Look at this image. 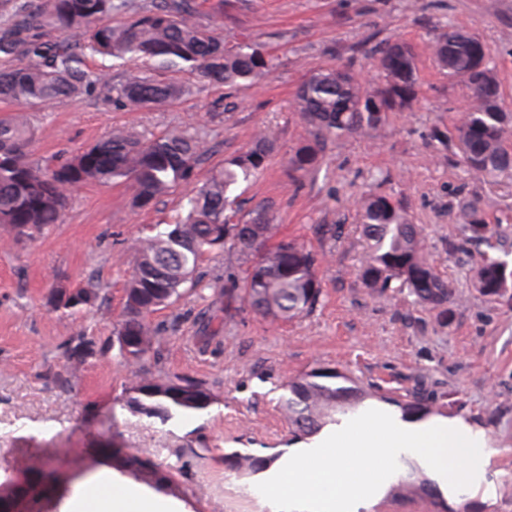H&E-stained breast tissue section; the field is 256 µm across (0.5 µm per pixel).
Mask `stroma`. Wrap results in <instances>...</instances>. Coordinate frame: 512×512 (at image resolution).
Masks as SVG:
<instances>
[{"instance_id": "35a3bbf8", "label": "stroma", "mask_w": 512, "mask_h": 512, "mask_svg": "<svg viewBox=\"0 0 512 512\" xmlns=\"http://www.w3.org/2000/svg\"><path fill=\"white\" fill-rule=\"evenodd\" d=\"M211 8L200 0L201 20L213 35H248L278 55V67L260 86L231 93L182 73L189 92L166 107L126 112L95 95L65 100L33 113L32 158L64 160L113 132L129 129L149 140L190 124L211 148L196 168L201 182L246 149L256 128L275 127L278 149L241 201L244 209L268 210L279 237L322 255L321 302L289 323H270L240 301L225 314L224 290L241 281L244 266L232 250L205 259L199 284L151 315L158 338L140 369L202 379L216 401L189 427L140 420L119 404L134 375L111 348L135 263L129 245L142 227L182 213L190 186L137 209L125 185L86 184L62 223L34 238L16 239L0 226V486L9 479L31 485L23 512H55L78 482L111 466L113 448L147 449L161 464H179L171 487L161 491L179 512H275L257 494L256 479L225 472L224 456L287 448L286 385L321 361L398 396H444L448 417L462 418L493 450L480 487L464 495L445 489L449 503L467 497L485 512H512V304L476 295L465 277L468 255L448 249L460 239L458 201L477 195L500 237L493 255L512 266V177L466 174L435 139V130L460 119L467 99L428 48L439 26L474 31L492 53L512 112V0H224L215 23ZM385 39L414 48L418 107L392 113L377 135L328 144L318 171L290 178L289 154L305 135L291 109L298 86L310 70L336 66L377 80L365 45ZM378 173L382 191L420 225L427 251L464 299L447 327L410 297L372 299L355 276L367 247L356 201ZM322 224L337 225L336 238L322 237ZM90 281L98 297L83 313L71 316L49 303L54 287ZM80 335L94 339L93 351L67 359L66 343Z\"/></svg>"}]
</instances>
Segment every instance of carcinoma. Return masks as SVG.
<instances>
[{
	"mask_svg": "<svg viewBox=\"0 0 512 512\" xmlns=\"http://www.w3.org/2000/svg\"><path fill=\"white\" fill-rule=\"evenodd\" d=\"M123 20L112 23V16ZM40 30L58 40H42ZM481 43L472 31L444 25L433 36L430 51L448 79L467 90L471 105L461 121L437 140L454 147L465 171L486 179L512 174V113L505 111L494 60L487 52L473 60ZM379 72L376 83H362L344 68L312 70L293 98V110L308 139L288 158L294 179L316 172L324 147L345 137L379 132L392 112L413 109L420 89L412 47L399 40H383L367 50ZM100 55L138 62L117 84L106 71L90 73L83 58ZM0 101L13 105L0 116V225L16 238H29L61 221L73 188L88 183H124L132 190V204L148 208L172 188L195 182L198 161L207 142L191 126L166 132L150 141L132 133H112L80 152L72 161L47 169L31 158L36 137L30 113L45 110L63 99L97 90L126 112L164 106L189 92L184 85L160 80L155 71L189 73L230 91L257 86L278 66V58L248 37L228 40L214 36L200 22L195 0H152L137 7L132 0H44L33 7L17 0H0ZM278 146L277 134L257 132L248 149L224 158L220 169L195 186L185 213L168 224L142 230L134 244L136 266L127 281L122 318L113 331L112 348L125 365L138 364L151 350L158 329L148 316L174 304L185 284L197 286L194 275L203 259L224 249L237 251L245 265L240 289L226 292L255 314L271 322H292L311 313L322 297L318 255L293 240L270 241L276 225L263 208L246 212L239 207L237 188L258 177ZM357 205L368 247L356 275L374 299L405 293L413 302L435 312L445 327L461 296L438 270L424 246L419 225L412 223L400 201L381 192L361 196ZM461 243L495 248L489 224L477 199L457 204ZM469 282L474 292L491 302H512V271L505 262L480 251L471 257ZM97 293L89 284L78 298L55 290L49 301L57 309L74 312L94 304ZM93 340L75 336L68 358L80 360L92 351ZM367 401L399 408L406 421H422L439 413L437 399L414 394L403 398L373 384H360L329 364H317L288 382L282 409L290 426L291 443L315 435ZM214 397L206 383L189 376L143 374L126 389L123 407L139 419L165 425L206 411ZM283 452L266 456L233 451L224 455L226 469L238 476L266 472ZM113 468L132 474L151 487H164L169 476L150 456L115 455ZM428 500L434 512H482L475 500L448 505L435 483L413 464L390 489L386 500Z\"/></svg>",
	"mask_w": 512,
	"mask_h": 512,
	"instance_id": "1",
	"label": "carcinoma"
}]
</instances>
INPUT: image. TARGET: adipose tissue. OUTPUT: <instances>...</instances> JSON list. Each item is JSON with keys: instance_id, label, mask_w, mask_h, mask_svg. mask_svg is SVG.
Here are the masks:
<instances>
[{"instance_id": "adipose-tissue-1", "label": "adipose tissue", "mask_w": 512, "mask_h": 512, "mask_svg": "<svg viewBox=\"0 0 512 512\" xmlns=\"http://www.w3.org/2000/svg\"><path fill=\"white\" fill-rule=\"evenodd\" d=\"M66 512H174L167 500L146 492L142 486L116 479L101 468L80 483L70 496Z\"/></svg>"}]
</instances>
